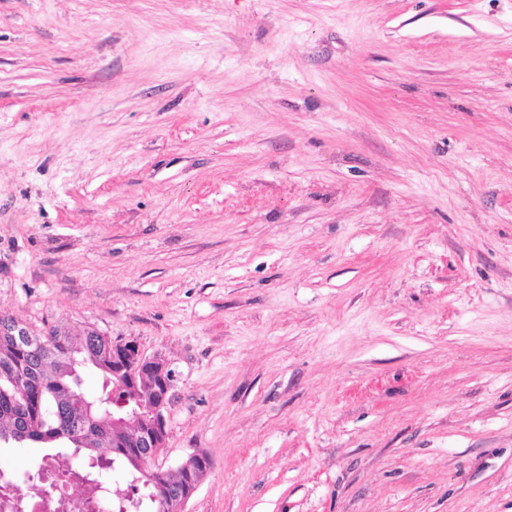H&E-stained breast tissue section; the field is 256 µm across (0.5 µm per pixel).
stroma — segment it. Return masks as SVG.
<instances>
[{"mask_svg": "<svg viewBox=\"0 0 512 512\" xmlns=\"http://www.w3.org/2000/svg\"><path fill=\"white\" fill-rule=\"evenodd\" d=\"M176 381L186 512H512V0H0V313Z\"/></svg>", "mask_w": 512, "mask_h": 512, "instance_id": "stroma-1", "label": "stroma"}]
</instances>
